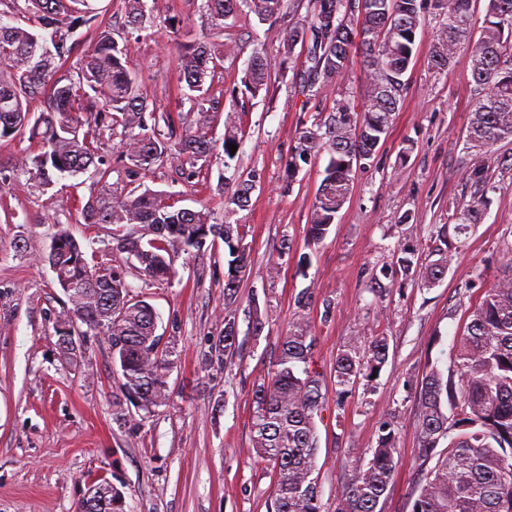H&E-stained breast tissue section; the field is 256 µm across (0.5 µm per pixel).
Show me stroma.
<instances>
[{
	"instance_id": "stroma-1",
	"label": "stroma",
	"mask_w": 512,
	"mask_h": 512,
	"mask_svg": "<svg viewBox=\"0 0 512 512\" xmlns=\"http://www.w3.org/2000/svg\"><path fill=\"white\" fill-rule=\"evenodd\" d=\"M147 7L151 28L130 39L126 67L158 111H192L177 94L182 46L175 28L206 38L222 59L210 91L218 111H192L194 130L213 146L204 176L189 179L173 166L128 175L122 136L107 133L101 153L113 172L106 186L78 179L44 188L20 170L34 142L20 133L0 138V512H77L97 478L120 493L124 512H271L274 476L252 447L251 394L275 363L289 322L298 319L309 321L313 366L327 375L351 339L390 338L389 359L377 377L360 379L343 397L328 394L317 421L322 512H336L342 490L357 475V460L370 456L385 423L396 434L397 468L381 512H410L415 488L434 466L418 455L421 377L432 363L452 368L459 330L479 295L474 280L490 288L512 270V170L497 168L484 220L461 247L449 249L438 285L424 288L398 274L383 294L368 288L372 274L391 266L400 248H422L469 193L460 169L479 157L455 146L473 109L467 54L448 70L432 68L428 49L440 20L426 15L405 74L407 90L384 142L357 174L327 237L310 246L307 215L326 162L304 166L292 180L286 160L302 122L328 111L341 92L362 96V62H354L344 86L326 88L306 104L293 86L301 61L283 54L282 20L262 22L245 11L216 34L203 0H147ZM257 48L268 60L271 82L268 93L254 97L242 77ZM229 115L243 138L228 165L222 141ZM248 171L257 176L248 207L225 213V190ZM139 184L180 208L208 205L217 223L247 225L250 247L236 311L243 347L210 369L202 358L224 327L223 241L177 250L176 274L166 284L128 269V282L156 309L158 331L175 348L171 401L151 414L126 398L104 337L84 336L75 354L64 353L57 330L66 297L45 260L61 226L88 260L125 263L126 255L112 250L110 225L85 223L82 208L100 191ZM285 238L295 252L281 260L277 250ZM303 253L310 266L302 272ZM276 261L279 274L268 276ZM305 289L312 297L301 307L295 299ZM255 300L266 322L259 337L246 332Z\"/></svg>"
}]
</instances>
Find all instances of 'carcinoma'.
I'll return each mask as SVG.
<instances>
[{
  "label": "carcinoma",
  "instance_id": "obj_1",
  "mask_svg": "<svg viewBox=\"0 0 512 512\" xmlns=\"http://www.w3.org/2000/svg\"><path fill=\"white\" fill-rule=\"evenodd\" d=\"M129 32L147 30L146 0H124ZM474 0H309L304 19L282 28L283 49L290 54L306 48L298 94L301 108L330 85L349 76L354 58L362 54L366 67L364 101L345 95L331 110L302 123L286 164L288 176L329 154L320 188L309 207L306 241L318 245L347 202L357 170L365 168L386 137L389 123L406 90L404 75L412 60L422 17L432 11L442 17L432 39L431 65L449 68L461 52L469 53L474 109L465 131L462 151L483 154L512 143V0H486L480 35H475ZM248 6L258 20L277 17L284 0H206L214 29ZM29 28L0 23V138L29 130L37 150L26 171L42 185L53 177L85 174L107 184L112 167L99 155L106 131L122 128L127 172L150 170L175 160L188 177L205 170L210 146L190 131L191 113L159 112L149 106L140 85L125 66L127 45H119L112 28L100 19L88 0H24ZM96 25L97 41L83 56L76 76L52 79L57 68L47 43L62 48L75 31ZM187 41L179 55L184 86L181 94L211 110L206 100L219 59L209 43L184 30ZM242 83L251 95L269 91L268 63L258 50L252 54ZM49 94L53 108L38 116L27 100ZM181 125L178 149H172L175 125ZM242 131L232 116L224 120V157L233 160L229 146L240 145ZM470 200L454 206L448 223L436 230L442 242L469 234L480 223L496 190L485 165L461 168ZM256 175L246 173L224 195V211L249 205ZM88 224L112 225L116 250L135 258L142 275L156 281L174 274L171 248L201 249L210 236L228 248L224 273V331L211 346L207 364H222L240 350L236 308L241 273L248 267L245 224H216L210 209H175L149 188H132L125 195L101 193L83 208ZM143 224L153 237L144 241L131 234ZM399 268L414 273L426 288L445 276L442 248L402 249ZM48 255L55 257L56 280L71 308L64 322L75 335L89 331L107 339L112 362L120 367L127 398L147 413L170 402L168 385L171 346L157 334L158 314L126 281L122 267L90 264L79 242L66 230L52 237ZM249 330L262 335L265 321L257 298H252ZM86 329H81V326ZM315 338L310 326L297 320L280 340V354L267 378L251 396L252 447L274 473V512H322L321 490L313 474L317 468L319 436L316 417L327 400L324 376L311 367ZM389 337L354 341L336 355L333 381L336 395L349 392L358 380L370 379L388 362ZM454 366L448 374L428 366L418 391L416 428L418 453L436 459L423 483L414 491L410 512H512V274L481 292L470 309L455 345ZM447 441L439 448L441 441ZM396 440L390 425L381 427L377 447L359 465L355 480L342 492L337 512H380L381 498L393 482ZM121 495L104 480L94 481L79 512H123ZM112 503V510L99 504Z\"/></svg>",
  "mask_w": 512,
  "mask_h": 512
}]
</instances>
